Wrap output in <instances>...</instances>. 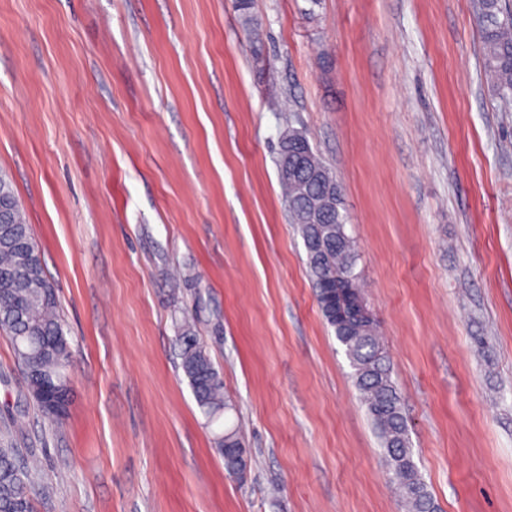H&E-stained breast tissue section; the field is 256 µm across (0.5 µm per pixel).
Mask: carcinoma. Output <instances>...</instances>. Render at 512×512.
<instances>
[{"label":"carcinoma","mask_w":512,"mask_h":512,"mask_svg":"<svg viewBox=\"0 0 512 512\" xmlns=\"http://www.w3.org/2000/svg\"><path fill=\"white\" fill-rule=\"evenodd\" d=\"M237 11L253 46L261 52L259 33L250 15V0H235ZM476 12L485 48V65L500 99H512V0H476ZM304 168L280 177L289 223L300 234L308 258V277L318 307L353 369V377L366 412L397 485L406 512H437L438 506L414 460L402 399L392 377L390 358L384 351L378 325L363 324L345 334L322 301L324 289L338 279L361 287L359 255L346 232L341 186L336 197L320 172L333 176L311 144H304ZM0 329L14 343L18 362L58 380L66 377L70 343L58 300L48 280L41 251L11 183L0 177ZM180 368L198 407L212 425L233 404L224 393V381L213 365L189 320L177 336ZM224 468L238 475L248 461V451L237 426L215 438ZM30 466L18 450L0 438V512H32Z\"/></svg>","instance_id":"obj_1"}]
</instances>
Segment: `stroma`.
Wrapping results in <instances>:
<instances>
[{"label":"stroma","mask_w":512,"mask_h":512,"mask_svg":"<svg viewBox=\"0 0 512 512\" xmlns=\"http://www.w3.org/2000/svg\"><path fill=\"white\" fill-rule=\"evenodd\" d=\"M0 0V176L71 332L62 423L0 330L34 512H403L279 182L339 181L440 512H512V104L473 0ZM235 408L180 368L183 316ZM240 426L246 479L214 435Z\"/></svg>","instance_id":"obj_1"}]
</instances>
